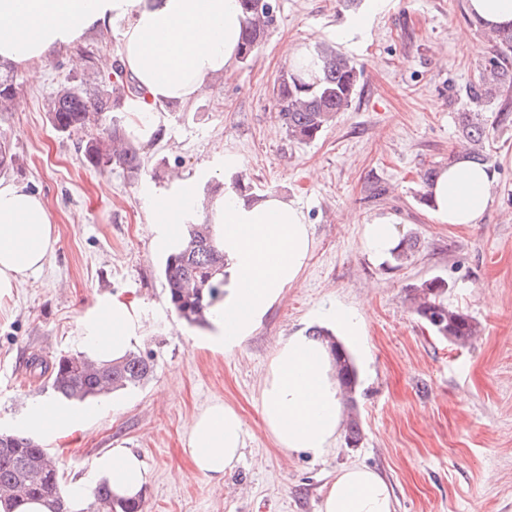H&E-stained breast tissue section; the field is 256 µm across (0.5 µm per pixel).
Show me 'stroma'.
<instances>
[{"label":"stroma","instance_id":"stroma-1","mask_svg":"<svg viewBox=\"0 0 512 512\" xmlns=\"http://www.w3.org/2000/svg\"><path fill=\"white\" fill-rule=\"evenodd\" d=\"M369 30L340 43L348 15L337 0H272L274 21L258 52L186 105L157 113L161 136L144 146L139 176L81 164L79 135L58 133L46 112L61 82H78V50L118 57V30L54 53L40 82L16 68L23 108L0 119L17 154L7 179L46 203L58 235L43 269L0 307V432L29 405L52 397L36 357L79 355L81 319L99 297L137 301L144 328L135 349L155 371L142 386L97 398L82 429L48 442L61 486L92 481L97 459L115 447L147 470L144 512H320L342 468L365 466L389 485L395 512H512V115L486 112V150L496 178L479 224H443L421 204V176L447 164L461 135L457 114L492 45L471 24L465 0H394ZM336 42L361 71L360 91L319 138L290 141L273 84L283 48ZM257 193H281L303 209L313 247L300 278L253 336L213 350L209 328L178 318L161 274L163 252L146 221L153 199L227 179L225 157ZM389 219L399 239L416 238L402 267L362 247L366 224ZM439 277L450 307L479 333L458 346L412 312L410 288ZM364 318L346 342L357 371V446L337 438L323 455L278 448L260 414V391L275 344L328 318L336 307ZM223 401L242 418L240 462L214 483L186 450L194 417Z\"/></svg>","mask_w":512,"mask_h":512}]
</instances>
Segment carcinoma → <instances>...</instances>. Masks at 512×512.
<instances>
[{"label": "carcinoma", "instance_id": "obj_1", "mask_svg": "<svg viewBox=\"0 0 512 512\" xmlns=\"http://www.w3.org/2000/svg\"><path fill=\"white\" fill-rule=\"evenodd\" d=\"M255 0H239L248 18L242 41L241 60L254 56L273 22V14L259 12ZM493 50L478 78L465 89L466 107L458 113L461 135L469 144V158L490 162L485 151L489 126L480 108L498 101L512 90V26L491 33ZM84 77L77 85L59 86L47 100L46 112L53 128L62 133L83 132L92 127L103 133L90 135L78 143V151L88 166L117 167L137 175L144 166L143 148L126 133V108L140 94L117 63L106 70L88 59ZM361 73L353 59L331 44H315L302 61L285 70L273 88L280 116L289 139L311 142L340 112L352 104L360 87ZM16 95L14 67L0 60V114L12 108ZM16 153L7 138L0 139V174L14 168ZM231 191L252 199L255 193L246 177L237 175L231 182L210 181L203 185L204 199L213 202ZM184 244L166 256L162 268L168 301L178 315L190 324L207 323V315L224 298L226 273L224 251L213 236L208 220L192 217L184 221ZM416 243L401 242L391 257L401 266L413 256ZM447 283L438 277L412 288L408 299L431 332L457 345H466L478 335V327L467 313L448 306L444 295ZM313 335L329 338L336 364V377L347 397L357 386L356 369L345 348L325 330ZM154 373L151 356L129 353L120 360L94 364L80 355H62L50 367L51 388L58 397L76 403L112 391L137 388ZM0 490L13 495V503L38 500L50 512H59L61 493L57 461L48 449L21 433L0 436ZM87 512H143V501L122 500L112 495L102 482L93 492Z\"/></svg>", "mask_w": 512, "mask_h": 512}]
</instances>
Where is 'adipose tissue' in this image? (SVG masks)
<instances>
[{
  "mask_svg": "<svg viewBox=\"0 0 512 512\" xmlns=\"http://www.w3.org/2000/svg\"><path fill=\"white\" fill-rule=\"evenodd\" d=\"M245 16L238 0H0V57L26 68L31 79L40 65L89 33L121 25L119 61L142 95L130 105L128 132L145 142L156 131L154 116L167 104L193 101L238 61ZM494 172L460 155L428 191L431 209L444 224L481 223L490 203ZM197 205L191 183L154 206L148 229L154 245L177 249L176 225ZM214 233L229 263L224 302L212 319L211 344L240 345L302 274L313 238L303 209L286 195L254 200L225 195L209 210ZM58 238L44 200L25 186L0 181V299L40 271ZM143 334L137 307L119 297L101 298L82 321L81 344L97 362L128 354ZM260 412L265 427L287 453L316 455L331 448L340 432L341 390L327 347L299 333L280 341L263 381ZM83 422L76 408L56 399L33 404L20 431L57 438ZM240 415L216 402L197 414L187 448L196 470L219 481L241 459ZM98 480L118 498L140 495L146 470L138 456L115 448L98 459ZM321 512H394L382 476L365 467L341 470L324 497Z\"/></svg>",
  "mask_w": 512,
  "mask_h": 512,
  "instance_id": "adipose-tissue-1",
  "label": "adipose tissue"
}]
</instances>
